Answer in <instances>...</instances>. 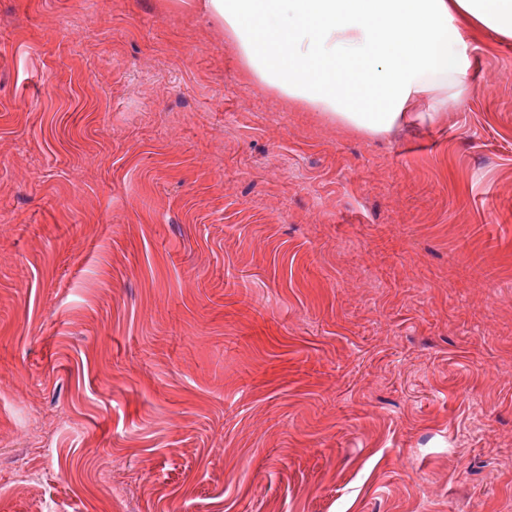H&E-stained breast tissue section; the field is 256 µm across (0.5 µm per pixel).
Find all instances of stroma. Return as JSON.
<instances>
[{
	"instance_id": "stroma-1",
	"label": "stroma",
	"mask_w": 512,
	"mask_h": 512,
	"mask_svg": "<svg viewBox=\"0 0 512 512\" xmlns=\"http://www.w3.org/2000/svg\"><path fill=\"white\" fill-rule=\"evenodd\" d=\"M198 0H0V512H512V40L369 139Z\"/></svg>"
}]
</instances>
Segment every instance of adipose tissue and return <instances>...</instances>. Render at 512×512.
I'll list each match as a JSON object with an SVG mask.
<instances>
[{
	"mask_svg": "<svg viewBox=\"0 0 512 512\" xmlns=\"http://www.w3.org/2000/svg\"><path fill=\"white\" fill-rule=\"evenodd\" d=\"M250 80L370 138L440 122L474 89L473 33L512 0H203Z\"/></svg>",
	"mask_w": 512,
	"mask_h": 512,
	"instance_id": "ef3b65f1",
	"label": "adipose tissue"
}]
</instances>
